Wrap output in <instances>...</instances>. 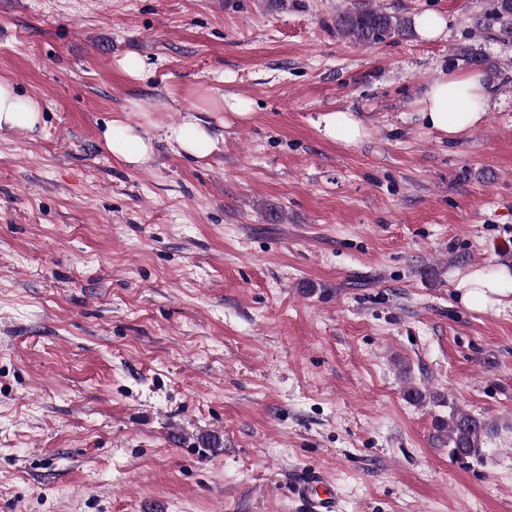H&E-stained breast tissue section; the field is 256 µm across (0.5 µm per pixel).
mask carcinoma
<instances>
[{
	"label": "carcinoma",
	"instance_id": "obj_1",
	"mask_svg": "<svg viewBox=\"0 0 512 512\" xmlns=\"http://www.w3.org/2000/svg\"><path fill=\"white\" fill-rule=\"evenodd\" d=\"M490 23L499 26L501 35L512 37V0H497ZM334 24L341 37L362 46L405 36L411 30L407 20L372 6V0H362V4L342 10ZM435 427L450 457L462 460L479 454L485 434L480 418L454 410L448 421L436 420Z\"/></svg>",
	"mask_w": 512,
	"mask_h": 512
}]
</instances>
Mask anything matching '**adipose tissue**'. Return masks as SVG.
<instances>
[{"label": "adipose tissue", "instance_id": "1", "mask_svg": "<svg viewBox=\"0 0 512 512\" xmlns=\"http://www.w3.org/2000/svg\"><path fill=\"white\" fill-rule=\"evenodd\" d=\"M488 101L489 90L483 77L462 70L429 84L419 102V111L430 129L452 139L482 124ZM41 121L40 104L21 98L10 82L0 80V128L32 130ZM168 137L182 152L197 158L208 156L216 147L215 140L192 115L170 128ZM104 145L112 157L135 166L147 163L153 152L151 139L118 118L105 131Z\"/></svg>", "mask_w": 512, "mask_h": 512}]
</instances>
